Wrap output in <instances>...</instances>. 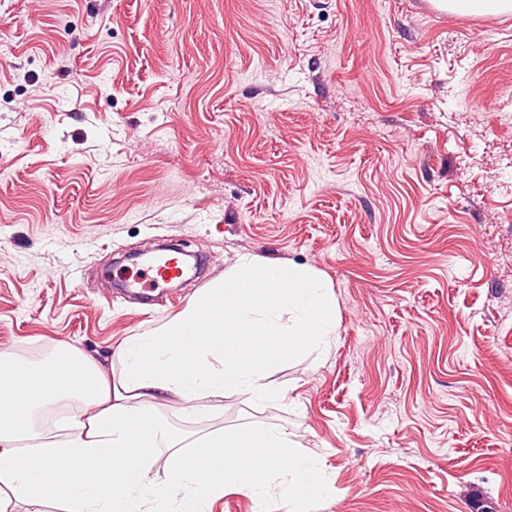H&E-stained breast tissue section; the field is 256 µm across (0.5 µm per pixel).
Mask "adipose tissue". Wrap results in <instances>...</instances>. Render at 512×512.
Returning a JSON list of instances; mask_svg holds the SVG:
<instances>
[{"instance_id": "adipose-tissue-1", "label": "adipose tissue", "mask_w": 512, "mask_h": 512, "mask_svg": "<svg viewBox=\"0 0 512 512\" xmlns=\"http://www.w3.org/2000/svg\"><path fill=\"white\" fill-rule=\"evenodd\" d=\"M291 313V324L276 318ZM336 322V299L310 268L241 257L161 327L119 348L112 364L60 344L46 361L0 353V512L46 502L64 512H205L238 488L265 512L269 476L283 474V494L298 501L322 488L319 459L301 454L286 430L180 433L159 412L171 400L185 415L200 399L240 392L276 396L268 374L283 359L319 347ZM73 401L65 439L38 424L46 407ZM162 474L151 471L159 454Z\"/></svg>"}]
</instances>
